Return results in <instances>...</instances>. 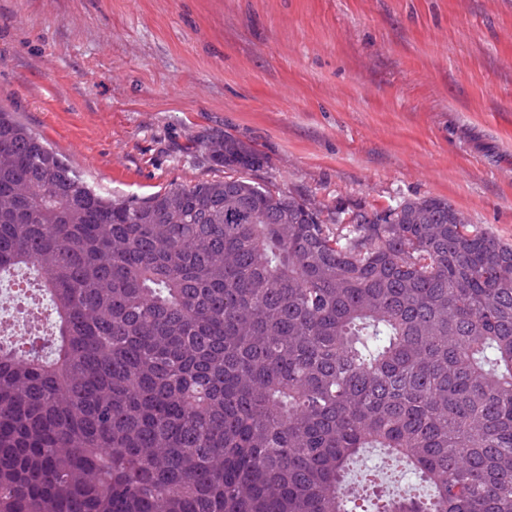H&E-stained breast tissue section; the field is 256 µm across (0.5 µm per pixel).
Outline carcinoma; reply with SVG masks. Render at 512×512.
<instances>
[{
  "label": "carcinoma",
  "instance_id": "cac0c4a2",
  "mask_svg": "<svg viewBox=\"0 0 512 512\" xmlns=\"http://www.w3.org/2000/svg\"><path fill=\"white\" fill-rule=\"evenodd\" d=\"M222 180L112 200L0 109V512H512V245L448 201L338 211ZM370 449L424 484L346 490ZM34 288H24L30 295L32 301L27 312L17 313L13 307L14 292L18 288H5L0 290V334L2 336H29L32 332L29 327V316H35L39 312V307L45 300L37 295Z\"/></svg>",
  "mask_w": 512,
  "mask_h": 512
}]
</instances>
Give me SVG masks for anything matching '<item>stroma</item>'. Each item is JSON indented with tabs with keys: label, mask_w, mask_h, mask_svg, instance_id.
Returning <instances> with one entry per match:
<instances>
[{
	"label": "stroma",
	"mask_w": 512,
	"mask_h": 512,
	"mask_svg": "<svg viewBox=\"0 0 512 512\" xmlns=\"http://www.w3.org/2000/svg\"><path fill=\"white\" fill-rule=\"evenodd\" d=\"M0 109L107 197L220 180L448 200L512 244V0H0Z\"/></svg>",
	"instance_id": "1"
}]
</instances>
